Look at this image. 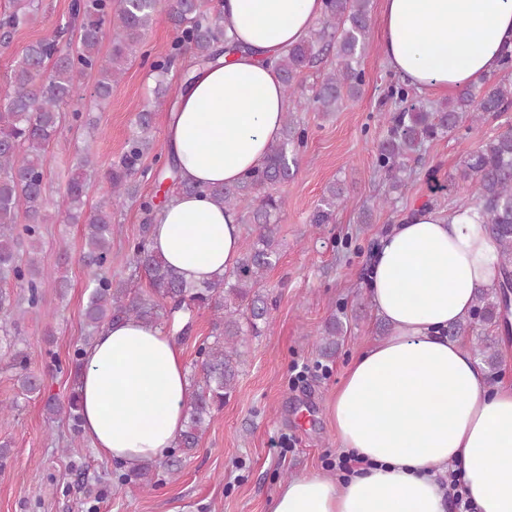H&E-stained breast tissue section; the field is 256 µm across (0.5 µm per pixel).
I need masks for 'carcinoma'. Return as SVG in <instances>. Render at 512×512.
Returning a JSON list of instances; mask_svg holds the SVG:
<instances>
[{
    "instance_id": "cac0c4a2",
    "label": "carcinoma",
    "mask_w": 512,
    "mask_h": 512,
    "mask_svg": "<svg viewBox=\"0 0 512 512\" xmlns=\"http://www.w3.org/2000/svg\"><path fill=\"white\" fill-rule=\"evenodd\" d=\"M372 0H325L322 16L308 36L292 45L276 63L288 98L297 106L323 115L338 110L355 98L364 82L358 67L371 23ZM166 11L175 36L167 54L152 63L156 76L155 97L168 91L167 76L173 64L190 56L205 64L238 46L224 33L218 4L213 0H72L70 28L77 35L76 51L62 50L51 39L36 40L17 54L7 86L0 95V333L19 369L18 396L27 399L44 390L43 378L28 370L21 321L38 308L42 290L52 287L65 295L68 281L41 269L42 226L49 223L45 178L49 148L63 124V107L72 99L76 79L86 72L98 75L93 97L106 101L125 65L141 50L157 14ZM38 21L36 0H10V11L0 17V45L9 47L14 31ZM113 30L110 53L100 55L104 28ZM336 68L324 73L319 85L307 96L302 91L304 71L320 64L329 53ZM413 90L405 81L391 85L389 97L399 106L390 118L386 137L376 147L375 164L390 181V188L403 192L413 166L424 163L426 145L461 127L471 130L487 117L512 110V82L506 78L483 79L481 87H466L455 100L443 105L413 102ZM154 113L137 108L132 134L118 164L105 173L111 201L89 215L85 224V248L81 261L90 270L88 295L83 309L84 343H90L100 328L115 320L133 318L171 326L176 316L207 311L211 316L212 341L198 348L191 374L192 397L187 403L186 422L177 451L161 459L140 464L131 479L145 485L158 471L177 476L183 461L199 445L206 426L232 395L240 373L241 347L247 337H258L268 327L270 298L264 288L268 271L281 258L278 238L283 199L276 187L291 179L307 140L294 111L285 112L281 136L271 143L262 164L245 173L233 185L205 187L180 179L177 165L152 174L154 180L173 182L185 194L206 195L217 205L233 210L242 224L252 226V240L241 250L236 266L216 279L190 284L178 275L152 248L151 226L140 225L132 241L134 268L144 273L149 291L141 293L132 281H115L105 273L111 261L112 207L137 200L136 175L146 176L143 158L155 151ZM94 158L84 152L67 182L63 207L67 217L81 218L85 185L94 169ZM462 177L471 180L474 206L497 242L500 278L477 290L471 316L448 328V335L477 336L475 355L487 378L499 372V351L480 330L505 322L507 300L512 297V128L481 142L462 164ZM344 189L330 185L315 205L310 224L319 228L334 223L336 211L347 206ZM343 322L329 319L317 346L325 358L335 355ZM49 419L65 417L73 430L81 427L80 401L73 392L65 402L46 399Z\"/></svg>"
}]
</instances>
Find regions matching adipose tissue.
<instances>
[{
  "mask_svg": "<svg viewBox=\"0 0 512 512\" xmlns=\"http://www.w3.org/2000/svg\"><path fill=\"white\" fill-rule=\"evenodd\" d=\"M240 46L194 66L167 119V155L183 178L237 182L276 141L287 110L274 65L304 39L323 0H221ZM381 52L422 91L448 94L492 76L512 51V0H381ZM234 212L173 194L155 212L154 250L187 281L231 270L242 248ZM498 246L475 207L413 208L370 260V301L390 332L348 367L331 402L337 446L368 461L348 479L312 471L282 484L270 512H446L439 483L462 473L475 512H512V384L486 372L449 325L497 277ZM78 379L83 434L127 468L164 455L184 428L191 388L182 351L162 326L104 325Z\"/></svg>",
  "mask_w": 512,
  "mask_h": 512,
  "instance_id": "adipose-tissue-1",
  "label": "adipose tissue"
}]
</instances>
